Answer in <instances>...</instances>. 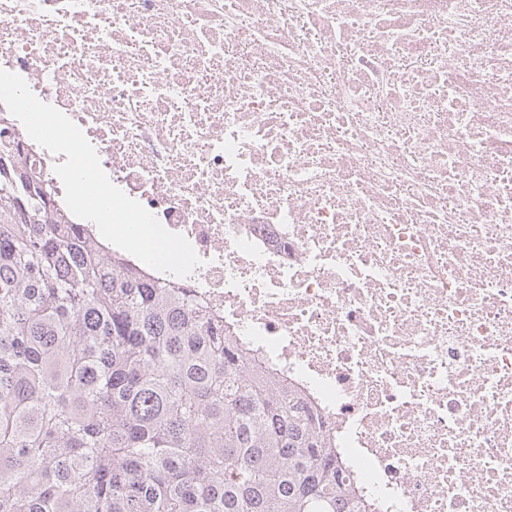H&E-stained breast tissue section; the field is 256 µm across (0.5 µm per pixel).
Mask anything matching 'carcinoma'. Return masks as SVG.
I'll return each mask as SVG.
<instances>
[{
    "label": "carcinoma",
    "mask_w": 512,
    "mask_h": 512,
    "mask_svg": "<svg viewBox=\"0 0 512 512\" xmlns=\"http://www.w3.org/2000/svg\"><path fill=\"white\" fill-rule=\"evenodd\" d=\"M301 396L0 142V512H363Z\"/></svg>",
    "instance_id": "cac0c4a2"
}]
</instances>
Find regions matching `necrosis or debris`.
Listing matches in <instances>:
<instances>
[{
    "label": "necrosis or debris",
    "mask_w": 512,
    "mask_h": 512,
    "mask_svg": "<svg viewBox=\"0 0 512 512\" xmlns=\"http://www.w3.org/2000/svg\"><path fill=\"white\" fill-rule=\"evenodd\" d=\"M0 69L190 242L368 512H512V0H0Z\"/></svg>",
    "instance_id": "necrosis-or-debris-1"
}]
</instances>
